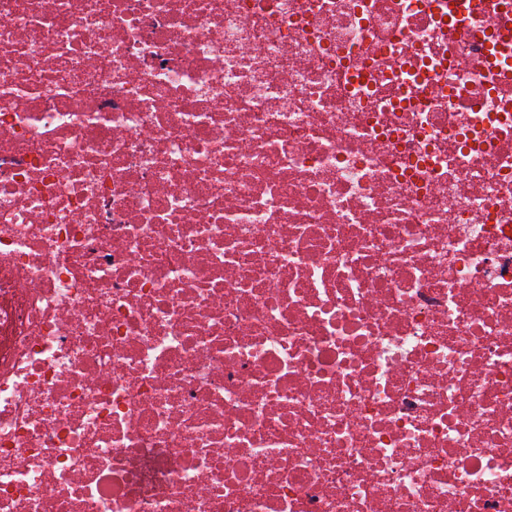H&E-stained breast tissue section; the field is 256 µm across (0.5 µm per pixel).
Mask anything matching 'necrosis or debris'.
I'll use <instances>...</instances> for the list:
<instances>
[{
  "instance_id": "1",
  "label": "necrosis or debris",
  "mask_w": 512,
  "mask_h": 512,
  "mask_svg": "<svg viewBox=\"0 0 512 512\" xmlns=\"http://www.w3.org/2000/svg\"><path fill=\"white\" fill-rule=\"evenodd\" d=\"M0 512H512V0H0Z\"/></svg>"
}]
</instances>
